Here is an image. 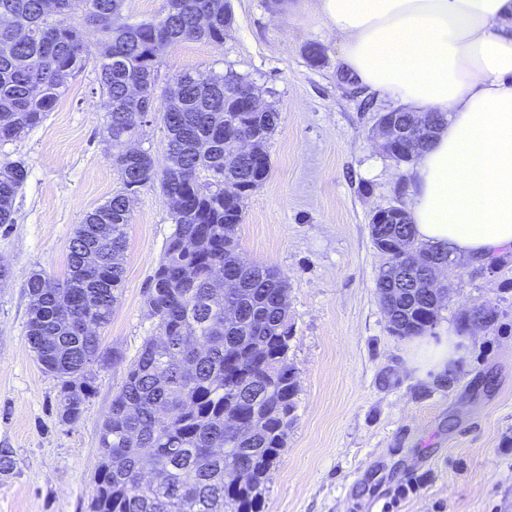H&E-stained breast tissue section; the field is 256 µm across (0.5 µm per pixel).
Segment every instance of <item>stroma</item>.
Listing matches in <instances>:
<instances>
[{"label": "stroma", "mask_w": 512, "mask_h": 512, "mask_svg": "<svg viewBox=\"0 0 512 512\" xmlns=\"http://www.w3.org/2000/svg\"><path fill=\"white\" fill-rule=\"evenodd\" d=\"M311 0H230L223 46L190 40L159 53L155 98L174 75L234 70L248 75L279 114L268 143L271 168L244 201L238 237L251 260L288 278L299 374L295 419L269 474L262 512H512V252L492 264L453 256L439 279L449 296L428 338H450L465 353L446 379L408 366L412 340L393 336L375 280L383 258L369 218L407 204L411 164H395L372 135L378 113L397 108L344 82L341 40L313 13ZM324 51L311 64L305 49ZM106 99L92 68L75 73L42 124L0 145L23 161L28 178L0 225V512H88L98 464V429L128 365L154 321L150 278L174 230L169 206L146 188L132 201L123 294L102 338L118 361L92 367L95 392L80 422L57 417L59 380L45 373L26 336L34 272L61 280L70 238L88 212L119 190L101 138ZM494 308L475 333L467 317ZM415 480L417 495L389 505L395 487Z\"/></svg>", "instance_id": "stroma-1"}]
</instances>
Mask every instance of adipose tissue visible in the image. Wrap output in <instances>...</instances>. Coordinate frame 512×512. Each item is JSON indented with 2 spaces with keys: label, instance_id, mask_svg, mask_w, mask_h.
<instances>
[{
  "label": "adipose tissue",
  "instance_id": "adipose-tissue-1",
  "mask_svg": "<svg viewBox=\"0 0 512 512\" xmlns=\"http://www.w3.org/2000/svg\"><path fill=\"white\" fill-rule=\"evenodd\" d=\"M361 84L447 122L413 167L419 240L489 262L512 251V0H314ZM410 368L445 374L453 341Z\"/></svg>",
  "mask_w": 512,
  "mask_h": 512
}]
</instances>
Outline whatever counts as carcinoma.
<instances>
[{
  "instance_id": "carcinoma-1",
  "label": "carcinoma",
  "mask_w": 512,
  "mask_h": 512,
  "mask_svg": "<svg viewBox=\"0 0 512 512\" xmlns=\"http://www.w3.org/2000/svg\"><path fill=\"white\" fill-rule=\"evenodd\" d=\"M123 4L0 0V144L39 126L67 79L90 64L107 96L103 138L118 149L110 159L122 184L76 227L61 286L47 287L41 273L27 279V340L43 369L60 380L59 421L76 424L95 392L84 364L106 359L102 336H85L79 325L105 330L122 295L130 187L157 184L164 198L177 196L174 231L146 300L159 337L145 339L99 426L90 512H259L262 486L286 447L299 376L291 365L273 370L288 361V278L244 255L238 226L244 200L269 172L266 145L279 113L248 108L245 96L259 92L243 74L180 73L165 94L163 166L146 150L125 152L126 140L138 135L135 116L142 108L151 112L154 93L137 102L127 89L155 76V40L221 46L232 13L228 0H168L161 19L116 27L112 19ZM91 32L97 35L93 52ZM381 118L415 131L399 146L400 163L414 160L445 122L441 112L393 111ZM242 138L253 139L249 155L238 152ZM26 177L23 161L0 159V224L14 223L13 201ZM369 229L385 258L377 293L407 289L392 309L389 331L400 338L425 335L438 319L434 296L426 292L435 287L431 265L448 262V249L418 242L412 217L400 206L373 213ZM398 237L405 239V257L392 249ZM186 239L196 243L194 252L183 249ZM186 266L193 268L190 278L182 276ZM217 267L238 282L231 300L240 311L236 319L224 320V296L212 292ZM258 341L266 353L253 354ZM226 413L251 433L225 430ZM147 470L162 479L146 481Z\"/></svg>"
}]
</instances>
